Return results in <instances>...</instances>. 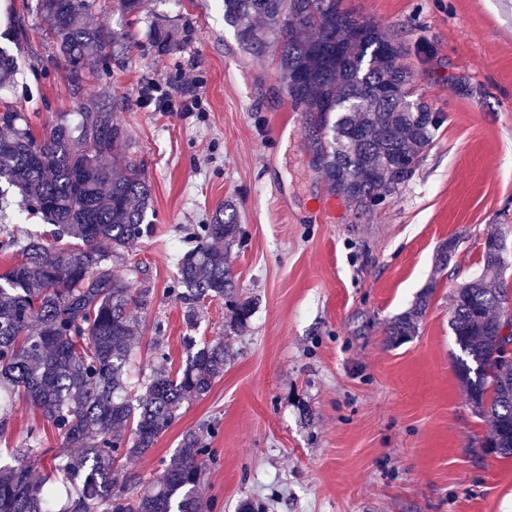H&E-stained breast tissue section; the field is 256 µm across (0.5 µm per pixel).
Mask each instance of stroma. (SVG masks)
Returning <instances> with one entry per match:
<instances>
[{"instance_id": "obj_1", "label": "stroma", "mask_w": 512, "mask_h": 512, "mask_svg": "<svg viewBox=\"0 0 512 512\" xmlns=\"http://www.w3.org/2000/svg\"><path fill=\"white\" fill-rule=\"evenodd\" d=\"M408 46L432 56L414 81L444 122L400 194L368 213L333 199L309 150V120L285 96L274 50L244 51L223 0H147L148 13L190 26V43L156 55L132 48L87 94L117 102L151 183L152 234L137 245L154 301L133 309L140 363L156 352L171 371L185 339L223 338L232 359L205 397L190 401L132 472L156 477L189 429L214 427L202 480L206 512H501L512 498V459L483 457L490 435L456 376L454 292L480 269L490 232L512 262V0H342ZM25 0H0V48L19 65L0 91L41 133L76 112L66 66L43 28L11 27ZM334 206L323 209L322 204ZM236 209L242 244L228 257L242 296L257 308L245 331L225 335L227 309L205 302L194 323L167 297L186 228ZM460 245L434 267L442 241ZM435 290L416 336L387 341L388 323ZM41 433L47 456L63 440L15 400L7 441Z\"/></svg>"}]
</instances>
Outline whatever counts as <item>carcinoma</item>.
I'll return each mask as SVG.
<instances>
[{
	"instance_id": "cac0c4a2",
	"label": "carcinoma",
	"mask_w": 512,
	"mask_h": 512,
	"mask_svg": "<svg viewBox=\"0 0 512 512\" xmlns=\"http://www.w3.org/2000/svg\"><path fill=\"white\" fill-rule=\"evenodd\" d=\"M123 18L142 20L145 0H114ZM101 0H32L26 14L47 24L51 46L65 62L78 120L59 112L36 136L18 106L0 103V252L13 264L0 273V391L22 397L58 431L75 457L55 455L40 480L32 470L42 457L39 432L29 444L0 457V512H204L202 469L211 458L213 430L188 429L161 461V473L135 492L126 490L127 465L145 456L189 400L207 395L224 375V341L186 346L175 375L145 364L137 383L129 374L140 325L131 306H148L137 291L142 267L133 251L148 237L153 212L150 184L126 153V130L115 106L84 94L90 78L104 80L131 50L129 34L94 25ZM224 20L241 46L274 47L290 106L308 114L315 167L337 196L370 210L414 177L440 124L415 88L404 62L405 45L341 0H224ZM178 26L149 21L150 47L159 55L180 49ZM295 71L308 83L295 90ZM13 57L0 50V88L14 81ZM40 218L46 229L28 233L14 212ZM236 214L219 210L189 233L190 247L168 295L195 305L222 300L230 327L244 329L256 308L236 297L237 284L222 242L238 241ZM459 240L436 249L435 268L448 264ZM502 237L482 251L481 273L456 289L451 328L460 354L455 371L473 412L488 420L485 455L512 457V362L497 327L506 296ZM123 262L117 274L112 262ZM435 285L388 325V341L417 334Z\"/></svg>"
}]
</instances>
